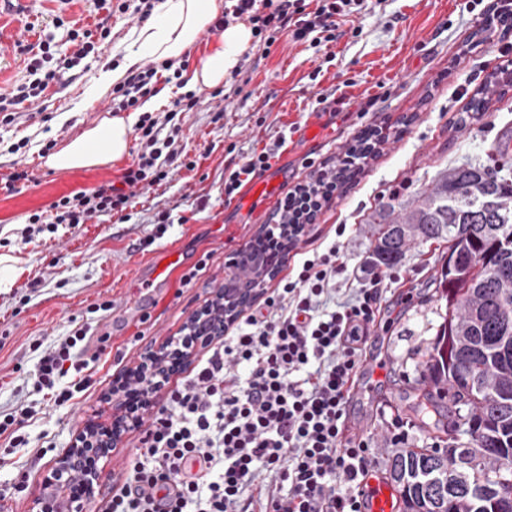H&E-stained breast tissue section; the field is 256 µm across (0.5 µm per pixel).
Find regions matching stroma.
I'll use <instances>...</instances> for the list:
<instances>
[{
    "instance_id": "35a3bbf8",
    "label": "stroma",
    "mask_w": 512,
    "mask_h": 512,
    "mask_svg": "<svg viewBox=\"0 0 512 512\" xmlns=\"http://www.w3.org/2000/svg\"><path fill=\"white\" fill-rule=\"evenodd\" d=\"M467 0H363L353 20H339L335 42L314 47L282 37L271 49L253 39L248 68L229 74L219 91L199 89V105L181 122L180 168L167 185L138 188L129 221L103 216L78 228L55 223L53 205L79 191L119 183L125 163L59 172L45 165L44 148H63L84 129L112 114L111 89L98 88L99 70L123 71L124 38L137 18L98 8L97 0H27L0 15V92L29 79L27 57L18 43L34 44L53 34L54 57L71 54L67 33L101 22L114 35L97 55L57 74L38 101L21 105V118L0 125V179L14 167L30 180L9 192L0 188V254L18 257L19 272L0 291V413L34 406L26 432L30 445L0 463V504L5 512H31L45 490L48 469L87 425H111L115 377L138 365L145 349L180 335L190 315L224 285L225 263L251 243L274 212L247 211L224 198V168L272 144L283 130L313 112L326 124L301 155L283 154L272 166L284 187L304 181L310 162L336 159L368 124L390 126L377 158L319 215L304 242L312 250L338 237L345 272L336 279L344 297L354 279L373 274L367 257L373 240L370 220L388 203L413 200L453 168L492 164L494 143L512 138V85L498 83L497 48L512 43V27L484 28ZM319 71L318 84L309 75ZM480 92L486 109L472 112L461 90ZM223 119H216V112ZM171 211L175 222L157 235V217ZM39 232L26 234L32 214ZM345 225L336 236L337 225ZM180 250L188 265L206 260L196 281H174L163 302L143 296L137 271L144 262ZM442 242L412 246L397 267L382 270L383 304L391 323L377 329L367 359L384 362L380 376L362 371L349 406V419L373 448L377 470H385L394 446L392 418H414L421 401L427 349L448 308L442 294ZM38 281L36 291L28 282ZM112 309L100 311L102 302ZM89 324L96 357L86 373L91 385L72 405L55 407L32 387L38 360L35 343L50 345L79 324ZM26 474L23 493L11 490Z\"/></svg>"
}]
</instances>
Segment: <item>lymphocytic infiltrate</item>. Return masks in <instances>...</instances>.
Here are the masks:
<instances>
[{
    "instance_id": "1",
    "label": "lymphocytic infiltrate",
    "mask_w": 512,
    "mask_h": 512,
    "mask_svg": "<svg viewBox=\"0 0 512 512\" xmlns=\"http://www.w3.org/2000/svg\"><path fill=\"white\" fill-rule=\"evenodd\" d=\"M362 0H235L215 23L224 28L248 18L255 35L272 46L283 34L313 46L335 41L336 20L357 13ZM50 43L24 45L31 80L0 95V122L15 121L16 107L40 97L56 73L44 70ZM173 61H153L112 90L118 110L156 95L157 75ZM200 102L196 93L175 99L164 115H142L135 126L140 150L121 187L62 197L57 223L79 226L132 205V188L162 184L180 155L181 116ZM384 128L362 131L332 165L288 189L258 244L279 257L315 224L343 182L363 168ZM285 138L224 170V197L271 167ZM345 268L336 242L301 253L291 276L252 303L225 331L193 374L165 396L143 390L132 403H148L150 423L126 470L123 487L105 512H362L360 483L373 465L368 443L346 435L348 406L363 365V351L379 325L382 278L336 300V276ZM89 329L79 326L43 351L35 365L36 391L56 407L85 391L87 361L74 351Z\"/></svg>"
}]
</instances>
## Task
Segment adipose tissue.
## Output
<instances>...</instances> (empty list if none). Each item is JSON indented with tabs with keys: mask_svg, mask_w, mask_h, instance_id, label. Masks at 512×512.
<instances>
[{
	"mask_svg": "<svg viewBox=\"0 0 512 512\" xmlns=\"http://www.w3.org/2000/svg\"><path fill=\"white\" fill-rule=\"evenodd\" d=\"M223 8L224 0H158L153 18L128 34L127 65L136 64L146 54L162 60L181 59ZM252 40V28L242 22L219 31L216 46L194 68L191 84L211 88L223 85L225 75L239 64ZM135 121L132 114L103 119L50 154L46 164L58 171H68L119 162L129 151Z\"/></svg>",
	"mask_w": 512,
	"mask_h": 512,
	"instance_id": "obj_1",
	"label": "adipose tissue"
}]
</instances>
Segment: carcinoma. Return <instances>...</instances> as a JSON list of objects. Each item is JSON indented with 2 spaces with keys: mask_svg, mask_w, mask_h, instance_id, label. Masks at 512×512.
Returning a JSON list of instances; mask_svg holds the SVG:
<instances>
[{
  "mask_svg": "<svg viewBox=\"0 0 512 512\" xmlns=\"http://www.w3.org/2000/svg\"><path fill=\"white\" fill-rule=\"evenodd\" d=\"M464 164L411 202L372 218L373 267L397 266L410 245L448 242L442 267L448 311L428 349L423 383L467 408V444L400 448L388 461L403 512H493L512 477L502 457L512 440V177Z\"/></svg>",
  "mask_w": 512,
  "mask_h": 512,
  "instance_id": "1",
  "label": "carcinoma"
}]
</instances>
